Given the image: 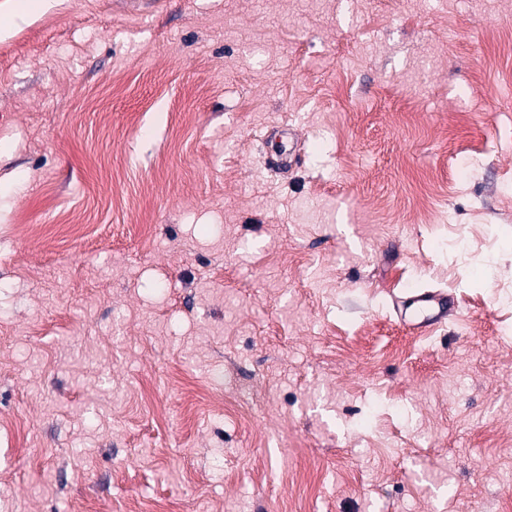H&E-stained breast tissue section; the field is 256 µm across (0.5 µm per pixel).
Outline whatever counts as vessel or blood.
Listing matches in <instances>:
<instances>
[{
  "mask_svg": "<svg viewBox=\"0 0 512 512\" xmlns=\"http://www.w3.org/2000/svg\"><path fill=\"white\" fill-rule=\"evenodd\" d=\"M457 309L453 295L434 289L413 288L406 297L394 302L398 319L422 335L444 326Z\"/></svg>",
  "mask_w": 512,
  "mask_h": 512,
  "instance_id": "obj_1",
  "label": "vessel or blood"
}]
</instances>
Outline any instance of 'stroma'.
Instances as JSON below:
<instances>
[{"mask_svg": "<svg viewBox=\"0 0 512 512\" xmlns=\"http://www.w3.org/2000/svg\"><path fill=\"white\" fill-rule=\"evenodd\" d=\"M24 5L0 512H512V7ZM455 297L441 290L413 288L405 298H396L398 319L421 335H429L456 315Z\"/></svg>", "mask_w": 512, "mask_h": 512, "instance_id": "stroma-1", "label": "stroma"}]
</instances>
